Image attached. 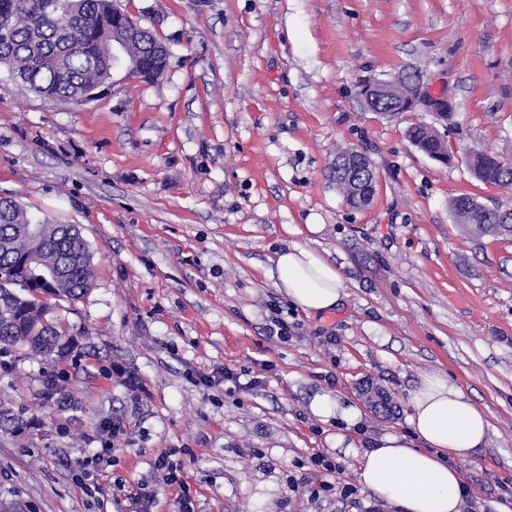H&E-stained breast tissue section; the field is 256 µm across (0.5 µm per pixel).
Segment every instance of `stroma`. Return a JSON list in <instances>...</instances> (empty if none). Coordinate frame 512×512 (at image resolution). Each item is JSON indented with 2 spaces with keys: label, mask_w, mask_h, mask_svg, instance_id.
Masks as SVG:
<instances>
[{
  "label": "stroma",
  "mask_w": 512,
  "mask_h": 512,
  "mask_svg": "<svg viewBox=\"0 0 512 512\" xmlns=\"http://www.w3.org/2000/svg\"><path fill=\"white\" fill-rule=\"evenodd\" d=\"M121 3L170 49L158 81L117 71L75 105L20 90L0 67V195L78 225L95 264L89 294L52 311L91 353L68 373L77 408L40 409L39 360L0 368V402L40 424L0 431V512H131L115 495L139 482L172 512L177 490L151 467L164 451L183 462L197 512H402L360 484L359 461L408 431L409 392L430 372L489 413L486 445L459 465L472 512L511 498L512 239H472L449 204H512V188L428 158L406 131L432 114L380 116L357 85L418 74L453 102L455 151L512 147V0ZM348 147L374 168L364 209L327 178ZM293 243L341 271L336 310L306 315L275 288L272 258ZM276 316L285 337L269 331ZM224 366L253 387L188 378ZM370 385L390 415L368 403ZM324 394L358 408L355 426L312 412ZM116 419V464L87 495L71 465ZM319 454L337 470L314 500Z\"/></svg>",
  "instance_id": "stroma-1"
}]
</instances>
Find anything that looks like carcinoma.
<instances>
[{
	"label": "carcinoma",
	"mask_w": 512,
	"mask_h": 512,
	"mask_svg": "<svg viewBox=\"0 0 512 512\" xmlns=\"http://www.w3.org/2000/svg\"><path fill=\"white\" fill-rule=\"evenodd\" d=\"M9 19V35L0 40V65L11 73L14 83L43 97L79 103L81 91L110 78L112 54L109 47L122 39L129 56L143 67L152 66L165 52V44L145 29L130 35L122 25L112 24V0H0V17ZM416 148L439 162L447 153L445 143L426 124L407 130ZM462 160L481 182L512 187V152L468 150ZM329 179L346 202L357 206L359 198L372 193V179L350 171L339 162L329 169ZM454 222L475 238H512V205L488 209L472 197L452 200ZM34 223L18 201L0 203V353L26 349L48 365L37 394L42 409L65 411L75 404L54 374L57 361L78 349L75 337L48 320L52 304L36 295L39 277L53 278L52 299L77 301L92 287L94 254L88 243L74 233L70 224L40 227L38 263L29 267L23 256L31 248L27 225ZM27 409L0 407V431L19 436L31 429L24 419Z\"/></svg>",
	"instance_id": "cac0c4a2"
}]
</instances>
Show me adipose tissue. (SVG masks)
Instances as JSON below:
<instances>
[{"label": "adipose tissue", "instance_id": "1", "mask_svg": "<svg viewBox=\"0 0 512 512\" xmlns=\"http://www.w3.org/2000/svg\"><path fill=\"white\" fill-rule=\"evenodd\" d=\"M276 285L306 314L341 303L343 278L318 251L292 245L274 260ZM410 434L375 439L360 460L358 477L379 498L403 512H460L464 488L457 465L487 441L484 409L439 374L421 376L409 394Z\"/></svg>", "mask_w": 512, "mask_h": 512}]
</instances>
